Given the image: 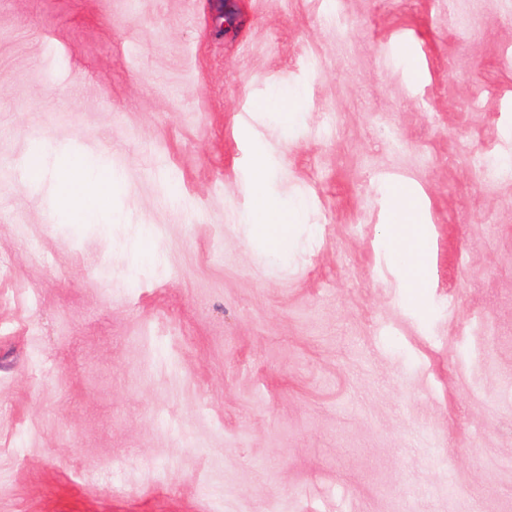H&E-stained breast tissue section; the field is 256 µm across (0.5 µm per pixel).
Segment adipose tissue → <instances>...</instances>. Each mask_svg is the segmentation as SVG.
<instances>
[{"label":"adipose tissue","instance_id":"adipose-tissue-1","mask_svg":"<svg viewBox=\"0 0 512 512\" xmlns=\"http://www.w3.org/2000/svg\"><path fill=\"white\" fill-rule=\"evenodd\" d=\"M31 173L29 188L47 196L56 215L82 224H108L111 212L103 205L111 200L116 174L97 157L71 152L59 156L41 143H33L26 152ZM264 163H256L252 191L255 205L242 218L249 226V238L277 255H285L295 246L294 231L304 223L303 202H284L267 194ZM391 220L386 226L395 263L403 272L407 289L421 287L427 276V260L432 245L421 219L419 205L405 186H393Z\"/></svg>","mask_w":512,"mask_h":512}]
</instances>
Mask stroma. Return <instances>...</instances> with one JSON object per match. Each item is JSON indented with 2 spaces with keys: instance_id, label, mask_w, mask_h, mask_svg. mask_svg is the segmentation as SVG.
Listing matches in <instances>:
<instances>
[{
  "instance_id": "stroma-1",
  "label": "stroma",
  "mask_w": 512,
  "mask_h": 512,
  "mask_svg": "<svg viewBox=\"0 0 512 512\" xmlns=\"http://www.w3.org/2000/svg\"><path fill=\"white\" fill-rule=\"evenodd\" d=\"M34 140L126 219L0 173V512H512V176L472 162L512 161V0H0V162ZM260 157L317 226L284 260L238 228ZM256 112L274 113L285 128L294 126L301 112L300 95L294 91L283 90L255 102ZM67 166L61 169L57 151L34 142L26 152L31 173L28 187L48 197L53 212L82 224H112V209L103 204L112 200L116 174L98 157L62 152ZM392 200L390 224L386 232L393 247L395 263L403 272L410 296L416 300V291L427 276V259L432 245L421 219L419 205L414 195L403 185H394L389 192Z\"/></svg>"
}]
</instances>
